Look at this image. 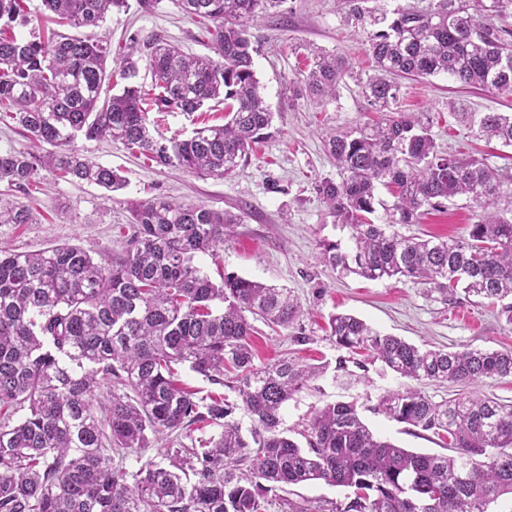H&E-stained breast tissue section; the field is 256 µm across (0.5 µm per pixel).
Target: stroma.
Here are the masks:
<instances>
[{"mask_svg": "<svg viewBox=\"0 0 512 512\" xmlns=\"http://www.w3.org/2000/svg\"><path fill=\"white\" fill-rule=\"evenodd\" d=\"M249 32L259 48L254 68L274 114L273 136L249 151L234 174L201 178L135 157L118 142L80 138L75 142L79 152L118 170L126 180L124 188L109 196L97 185L57 182L46 172L39 190L30 193L1 182L0 201L29 208L36 221L0 224V246L35 252L76 244L91 249L95 260L104 263L121 253L130 235L129 202L162 197L239 214L241 222L226 237L219 258L203 255L198 262L211 279H218L223 270L234 272L286 287L299 299L303 315L298 321L285 329L255 322L252 337L256 366L288 357L325 368L284 407L283 427L292 438L308 423L314 408L339 400L374 403L404 384L377 363L356 370L354 383L339 380L336 363L344 352L326 333L330 314H353L380 334L416 345L512 349V330L496 308L469 302L449 306L428 294L425 284L342 276L321 263V241L337 242L345 250L352 246L348 229L334 224L313 185L337 176L324 151L326 136L377 117L359 87L373 70L367 35L344 23L336 0H285L281 7L259 14L250 22ZM98 33L108 36L116 57L126 53L133 36L142 42L160 38L188 54L212 52L200 26L175 0H152L147 9L138 0H128L127 10L110 14ZM308 47L346 61L349 74L335 99L294 95V87L308 70L303 56ZM452 100L466 103L473 112H512V98L481 89L458 91L444 74L402 80L398 107L428 123L439 151L470 154L493 168H512V148L470 136L449 111ZM470 217L468 203L460 198L429 212L405 231L425 238L460 239L468 235ZM363 416L373 431L400 447L428 453L442 450L432 433L409 430L371 410Z\"/></svg>", "mask_w": 512, "mask_h": 512, "instance_id": "1", "label": "stroma"}]
</instances>
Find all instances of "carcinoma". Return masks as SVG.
<instances>
[{"mask_svg": "<svg viewBox=\"0 0 512 512\" xmlns=\"http://www.w3.org/2000/svg\"><path fill=\"white\" fill-rule=\"evenodd\" d=\"M209 35L217 58L187 56L156 40L110 66V43L56 30L22 39V0H0V112L53 150H0V182L21 191L48 171L64 182L109 192L116 170L72 148L77 137L109 138L147 160L200 177L232 175L249 150L271 137L273 113L255 77L249 22L285 0H177ZM367 29L374 74L361 84L384 117L329 136L339 179L314 190L353 249L320 243L324 263L368 281L409 278L446 305L487 300L512 331V171L437 150L427 124L398 104L399 81L444 73L461 88L512 96V0H437L390 13L339 0ZM56 23L100 28L127 0H43ZM145 66H139V62ZM150 75L148 86L136 79ZM127 81L111 92L113 77ZM348 65L311 50L295 95L336 98ZM224 103V124L165 137L150 112H201ZM449 110L477 137L512 146V115ZM396 189L392 224H418L456 198L472 204L463 240L403 235L375 224L379 187ZM131 235L110 264L81 246L37 253L0 247V512H266L269 495L322 480L348 488L345 502L314 509L281 500L283 512H487L512 495V404L471 387L512 375V350L422 348L381 335L346 313L329 318L338 346L402 378L469 388L434 402L416 388L389 392L374 410L436 435L452 454L401 448L375 435L356 402L317 409L303 437L280 430L288 400L324 367L283 358L258 369L250 345L260 319L287 328L302 315L288 289L239 276L215 284L196 264L224 250L240 217L167 198L132 201ZM23 206L0 205V224H30ZM188 366L237 394L207 397L183 386ZM251 418V439L235 419ZM218 427L204 441L197 426ZM177 444L163 460L142 459L151 440ZM134 455L140 466L124 465Z\"/></svg>", "mask_w": 512, "mask_h": 512, "instance_id": "1", "label": "carcinoma"}]
</instances>
